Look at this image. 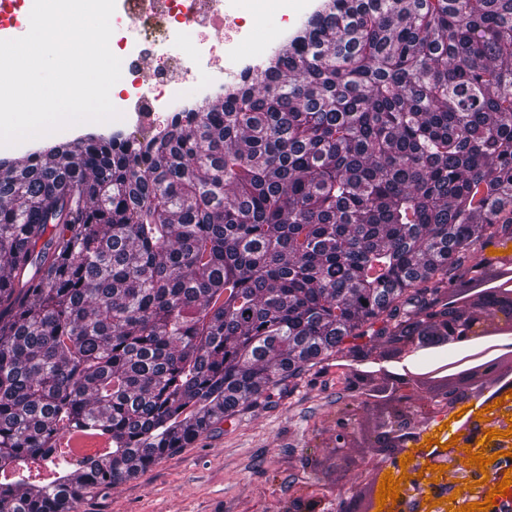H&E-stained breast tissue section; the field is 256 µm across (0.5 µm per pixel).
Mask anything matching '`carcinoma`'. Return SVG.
I'll return each instance as SVG.
<instances>
[{
  "mask_svg": "<svg viewBox=\"0 0 512 512\" xmlns=\"http://www.w3.org/2000/svg\"><path fill=\"white\" fill-rule=\"evenodd\" d=\"M511 229L512 0H325L218 106L1 160L0 512H78L336 353L465 335L443 295ZM72 426L110 455L61 462Z\"/></svg>",
  "mask_w": 512,
  "mask_h": 512,
  "instance_id": "cac0c4a2",
  "label": "carcinoma"
}]
</instances>
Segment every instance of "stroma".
Wrapping results in <instances>:
<instances>
[{"instance_id": "1", "label": "stroma", "mask_w": 512, "mask_h": 512, "mask_svg": "<svg viewBox=\"0 0 512 512\" xmlns=\"http://www.w3.org/2000/svg\"><path fill=\"white\" fill-rule=\"evenodd\" d=\"M342 356L297 379L270 405L248 411L135 479L96 492L78 512H281L288 498L317 495L341 512L365 478L373 406L349 383ZM352 411L353 440L336 448L337 423ZM316 459L307 472V459Z\"/></svg>"}]
</instances>
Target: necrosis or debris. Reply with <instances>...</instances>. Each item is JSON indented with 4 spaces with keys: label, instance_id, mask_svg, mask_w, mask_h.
<instances>
[{
    "label": "necrosis or debris",
    "instance_id": "1",
    "mask_svg": "<svg viewBox=\"0 0 512 512\" xmlns=\"http://www.w3.org/2000/svg\"><path fill=\"white\" fill-rule=\"evenodd\" d=\"M124 0L116 9L113 30L132 28L135 38L122 49L121 93L112 95L120 111L137 115V128L153 119L205 106L224 93V70L240 45L258 36L288 12L303 14L306 0ZM190 37L204 58L175 49Z\"/></svg>",
    "mask_w": 512,
    "mask_h": 512
}]
</instances>
